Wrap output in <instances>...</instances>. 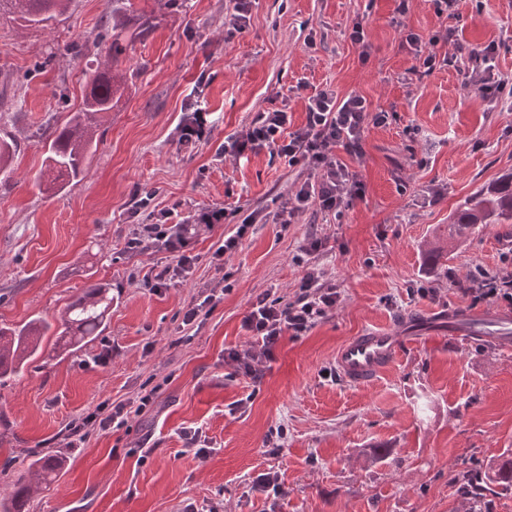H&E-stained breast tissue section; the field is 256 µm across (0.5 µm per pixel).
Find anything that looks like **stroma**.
<instances>
[{"label": "stroma", "mask_w": 512, "mask_h": 512, "mask_svg": "<svg viewBox=\"0 0 512 512\" xmlns=\"http://www.w3.org/2000/svg\"><path fill=\"white\" fill-rule=\"evenodd\" d=\"M137 6L154 24L128 45L127 79L97 151L60 196L42 186L43 126L79 108L112 0H72L44 28L0 17V136L17 145L0 183V325L56 323L96 282L111 284L114 297L109 327L91 346L35 358L0 380V499L32 458L49 454L65 466L53 482H33L24 512H455L467 471L489 512H512V487L483 477L512 449V349L434 331L368 384L322 374L364 329L488 311L454 282L498 272L512 251L505 224L483 226L435 266L421 251L424 240L447 236L469 195L512 172V112L453 69L405 78L406 32L425 39L449 21L430 0H410L402 15L397 0H252L247 28L228 42L232 0ZM356 22L371 45L366 58L347 36ZM449 23L464 50L498 43L495 72L512 81V0H461ZM201 76L211 130L185 148L177 126ZM321 89L395 112L386 126H365L362 157L336 151L363 182L362 198L336 216L308 211L290 224L254 225L216 272L213 244L253 211H280L300 180L286 158L224 159L218 147L273 107L287 106L291 127L301 126ZM147 190L153 207L183 218L208 206L234 214L193 237V275L159 290L138 275L165 265L166 253L125 250ZM316 237L323 248L303 254ZM313 268L336 284L340 303L308 335L285 339L259 384L231 377L224 352L247 347L243 319L257 296L291 301ZM421 285L437 297L414 295ZM215 291L221 299L199 330L182 331L183 310ZM147 393L151 402L127 429L68 446L70 421L105 399ZM245 397V411L231 412ZM196 427L216 447L204 460L183 436ZM270 470L281 487L274 495L254 487Z\"/></svg>", "instance_id": "obj_1"}]
</instances>
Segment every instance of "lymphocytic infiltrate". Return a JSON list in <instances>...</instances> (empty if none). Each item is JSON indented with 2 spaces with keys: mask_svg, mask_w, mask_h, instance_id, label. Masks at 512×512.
I'll use <instances>...</instances> for the list:
<instances>
[{
  "mask_svg": "<svg viewBox=\"0 0 512 512\" xmlns=\"http://www.w3.org/2000/svg\"><path fill=\"white\" fill-rule=\"evenodd\" d=\"M405 41L410 47L414 63L408 69L411 78H423L438 68L464 69L469 82L478 85L482 94L491 101L512 105V85L495 77L492 60L497 44L483 49L448 52V45L458 42L457 30L448 26L421 39L409 32ZM387 111H370L364 97L348 95L337 97L335 92L321 90L309 96L306 105V122L295 131H288L287 108H276L259 113L248 126L227 137L221 155L238 158L257 154L262 150L287 158L289 165L306 170L308 177L297 188L287 206L276 212L273 220L279 224L292 223L298 213L316 208L324 213H340L353 200L362 197L364 185L356 173L336 156L337 149H344L354 156H362V133L366 125L384 126L389 120ZM150 197H142L136 204L137 211L146 218L135 225L126 248L138 252L150 246L165 249L168 263L159 272H147L142 281L153 288L167 287L173 280H188L197 262L188 252V233L191 226L213 228L225 223L226 209L200 208L180 222H171L170 212L153 211ZM501 274L472 276L456 280L458 291L478 302L512 305V258L504 257ZM341 300L335 284L324 281L319 273L310 271L303 277L294 300L259 295L243 320L244 329L252 342L245 349H228L224 363L232 368L234 376L258 383L265 365L274 358V352L285 337L307 335ZM150 395L117 404L99 403L92 412L71 421L66 427L68 437L85 442L94 429L108 430L127 425L132 414L140 413L149 404Z\"/></svg>",
  "mask_w": 512,
  "mask_h": 512,
  "instance_id": "1",
  "label": "lymphocytic infiltrate"
}]
</instances>
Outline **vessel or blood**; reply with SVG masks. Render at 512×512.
<instances>
[{
	"instance_id": "obj_1",
	"label": "vessel or blood",
	"mask_w": 512,
	"mask_h": 512,
	"mask_svg": "<svg viewBox=\"0 0 512 512\" xmlns=\"http://www.w3.org/2000/svg\"><path fill=\"white\" fill-rule=\"evenodd\" d=\"M437 323L449 336L471 344L512 347V314L507 312L456 310L439 316ZM405 341L398 329H365L337 349L336 371L352 385L371 382L396 363Z\"/></svg>"
}]
</instances>
